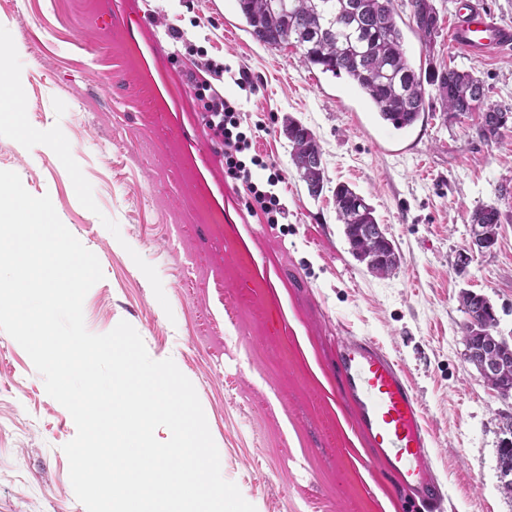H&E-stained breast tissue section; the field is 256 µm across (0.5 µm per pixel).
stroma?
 I'll return each mask as SVG.
<instances>
[{
    "label": "stroma",
    "instance_id": "35a3bbf8",
    "mask_svg": "<svg viewBox=\"0 0 512 512\" xmlns=\"http://www.w3.org/2000/svg\"><path fill=\"white\" fill-rule=\"evenodd\" d=\"M432 46L395 0L413 65L473 72L486 103L512 108V50L474 58L448 28L468 0H434ZM190 50L173 54L164 26ZM20 78L0 100V170L49 195L104 274L87 293L94 334L127 321L151 358L192 382L224 479L256 512H399L388 477L346 432L336 342L371 336L404 364L425 411L445 512H512L497 464L502 400L465 359L462 292L485 295L495 335L512 343V121L481 134L482 111L433 103L412 128L384 123L346 78L301 63L295 48L251 36L237 0H0ZM246 70L256 89L224 92L267 164L260 179L286 208L271 224L224 173V146L202 120L185 73L199 54ZM316 136L325 169L311 195L284 134ZM344 183L375 210L402 263L372 274L351 254L333 193ZM502 213L495 245L469 253L470 215ZM70 413L24 349L0 331V512H86L64 444Z\"/></svg>",
    "mask_w": 512,
    "mask_h": 512
}]
</instances>
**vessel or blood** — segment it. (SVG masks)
<instances>
[{
  "label": "vessel or blood",
  "mask_w": 512,
  "mask_h": 512,
  "mask_svg": "<svg viewBox=\"0 0 512 512\" xmlns=\"http://www.w3.org/2000/svg\"><path fill=\"white\" fill-rule=\"evenodd\" d=\"M450 42L482 56L512 46V27L497 22L473 0ZM338 399L347 406L381 468L391 477L395 500L417 503L423 512H444L447 492L429 463L424 409L404 366L374 338L349 336L336 354Z\"/></svg>",
  "instance_id": "obj_1"
}]
</instances>
